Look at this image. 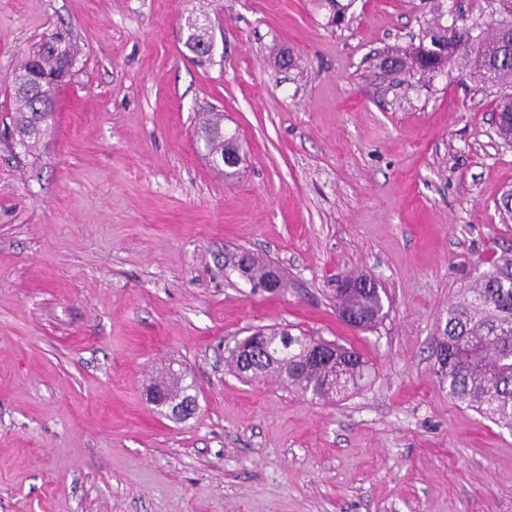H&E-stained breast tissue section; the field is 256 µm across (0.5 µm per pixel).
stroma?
Wrapping results in <instances>:
<instances>
[{"mask_svg": "<svg viewBox=\"0 0 512 512\" xmlns=\"http://www.w3.org/2000/svg\"><path fill=\"white\" fill-rule=\"evenodd\" d=\"M215 41L198 63L184 22ZM430 0H0V512H512V430L438 381L437 327L512 255V89L455 61L402 83L376 56L417 42ZM61 31L79 47L36 150L12 139L16 73ZM224 115L231 180L196 135ZM248 251L285 283L233 270ZM388 312L343 322L336 287ZM258 328L350 346L370 381L313 403L245 379ZM198 393L176 423L145 397ZM362 277H353L347 279L341 288L337 289L336 292V310L338 315L342 319V315L345 312L357 314L362 318V322L359 325L360 328H367L376 325L382 320L386 312H384V303L382 296L377 288L376 284L370 281V285L364 288H347L344 286L345 283L351 281L357 282L356 285H365L366 281ZM170 381L165 379L154 380L151 385L155 388H163L166 391H170V394L180 396L185 399H196V388L193 381L186 383V375L182 372L171 371L168 375ZM171 382V383H170Z\"/></svg>", "mask_w": 512, "mask_h": 512, "instance_id": "35a3bbf8", "label": "stroma"}]
</instances>
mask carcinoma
Instances as JSON below:
<instances>
[{"label": "carcinoma", "instance_id": "obj_1", "mask_svg": "<svg viewBox=\"0 0 512 512\" xmlns=\"http://www.w3.org/2000/svg\"><path fill=\"white\" fill-rule=\"evenodd\" d=\"M444 0H433L434 21L412 45L408 55L393 58L391 74L413 71L438 73L457 57L474 60V69L493 81L512 83V57L499 59L500 33L492 28L486 35H477V49L472 53L456 54L464 32L448 33ZM76 59L74 45L60 34H52L37 53V62L25 61L15 79L13 99L16 112V144L24 151L35 147L44 129L40 123L55 111L59 84L45 80L32 89L25 87L24 77L34 64L44 75L55 71L54 52ZM497 133L512 139V96L503 98L497 106ZM206 153L226 159L238 152L235 137L224 135V114L213 112L198 128ZM511 267L512 256H502L489 267L488 273L461 289L459 300L448 307L444 325L438 328L437 348L445 357L435 360V374L440 384L448 386V395L493 422L512 429V279L497 275V267ZM238 268L255 286L262 285L271 265L244 253ZM338 315L354 313L362 318L360 327L367 328L382 320L384 303L375 283L364 288L337 289ZM318 339L306 332L285 339L277 331L269 332L267 357L244 365L241 356L231 352L229 359L236 372L252 378L275 374L289 387L311 401L337 402L349 391L357 389L369 376L371 362L352 347L336 345V361L327 364L310 362L309 351ZM172 395L184 399L197 398L195 384L186 382V375L172 371L168 379L151 382Z\"/></svg>", "mask_w": 512, "mask_h": 512}]
</instances>
